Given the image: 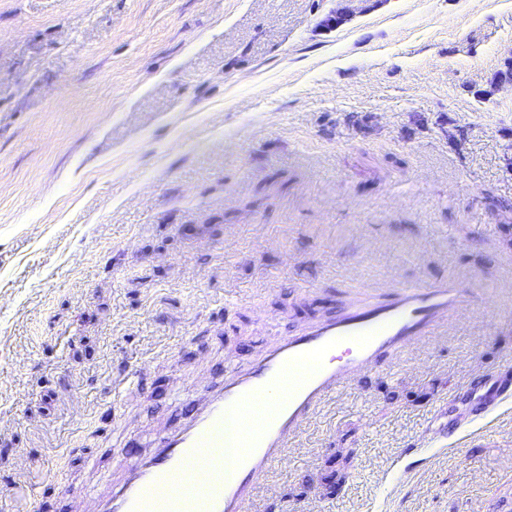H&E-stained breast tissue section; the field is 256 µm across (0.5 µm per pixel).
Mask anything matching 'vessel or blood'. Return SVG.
I'll use <instances>...</instances> for the list:
<instances>
[{
	"label": "vessel or blood",
	"mask_w": 512,
	"mask_h": 512,
	"mask_svg": "<svg viewBox=\"0 0 512 512\" xmlns=\"http://www.w3.org/2000/svg\"><path fill=\"white\" fill-rule=\"evenodd\" d=\"M473 301L472 290L453 279L395 284L375 301L281 336L252 368H229L221 385L198 379L179 425L124 463L118 486L79 491L71 512H254L258 495H276L273 471L330 398L446 334ZM474 397L494 410L512 399V380L488 375Z\"/></svg>",
	"instance_id": "vessel-or-blood-1"
}]
</instances>
